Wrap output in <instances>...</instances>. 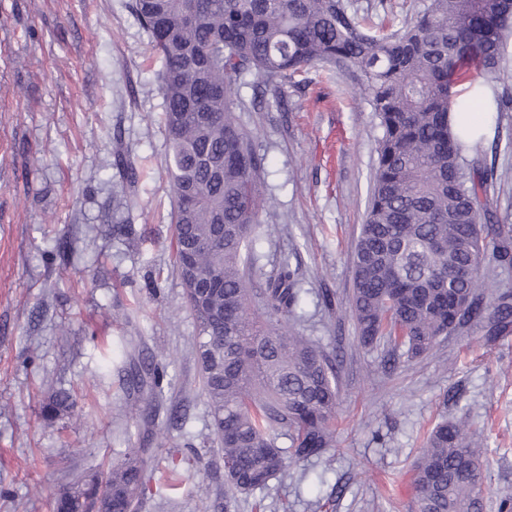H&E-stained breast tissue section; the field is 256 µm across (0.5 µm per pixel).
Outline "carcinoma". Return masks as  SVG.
<instances>
[{"label": "carcinoma", "mask_w": 512, "mask_h": 512, "mask_svg": "<svg viewBox=\"0 0 512 512\" xmlns=\"http://www.w3.org/2000/svg\"><path fill=\"white\" fill-rule=\"evenodd\" d=\"M133 9L161 60L175 268L186 298L194 281L211 288L190 311L228 492L261 489L288 463L334 447L342 365L291 324L301 289L288 258L270 274L258 266L266 157L231 109L246 76L259 77L255 106L281 103L309 67L355 70L380 120L348 308L361 346L386 338L411 362L471 323L488 343L512 332V291L483 273L512 267V224L488 199L492 172L466 159L482 136L455 134L449 119L476 98L499 112L512 101L498 90L512 0H427L389 32L354 0H134ZM255 278L263 316L251 309ZM139 366L162 392L165 368L149 359L129 364L131 385L143 383L132 378ZM282 436L290 447L278 446ZM482 456L468 421L438 423L413 475L417 512H484ZM152 470L145 449L131 448L104 488L64 492L56 512H135Z\"/></svg>", "instance_id": "cac0c4a2"}]
</instances>
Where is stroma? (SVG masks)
Masks as SVG:
<instances>
[{"mask_svg":"<svg viewBox=\"0 0 512 512\" xmlns=\"http://www.w3.org/2000/svg\"><path fill=\"white\" fill-rule=\"evenodd\" d=\"M132 4L0 0V512H54L58 493L91 486L130 448L159 464L137 512H416L426 438L461 416L485 449L497 512L512 493V335L489 346L471 328L393 368L389 345L358 344L352 256L382 130L357 74L323 66L279 106L250 107L244 85L235 115L257 135L274 200L259 217L260 263L289 256L300 332L344 355L336 443L228 502L174 269L160 64ZM480 161L492 205L512 214V109L488 117ZM141 351L169 384L137 424L123 375ZM61 391L71 408L45 416Z\"/></svg>","mask_w":512,"mask_h":512,"instance_id":"35a3bbf8","label":"stroma"}]
</instances>
